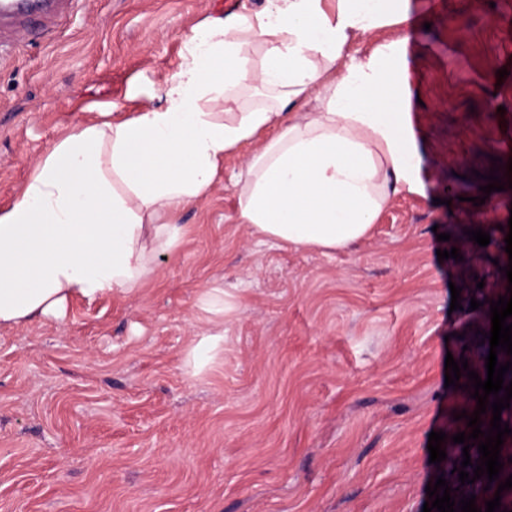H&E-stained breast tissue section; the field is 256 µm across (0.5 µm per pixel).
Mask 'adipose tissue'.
Wrapping results in <instances>:
<instances>
[{
  "instance_id": "obj_1",
  "label": "adipose tissue",
  "mask_w": 512,
  "mask_h": 512,
  "mask_svg": "<svg viewBox=\"0 0 512 512\" xmlns=\"http://www.w3.org/2000/svg\"><path fill=\"white\" fill-rule=\"evenodd\" d=\"M409 0H266L215 18L186 42L162 106L111 108L53 144L0 209V328L64 321L74 295L133 294L184 236L177 218L208 196L227 154L256 149L239 176L238 220L295 247L343 251L390 201L417 190L401 63ZM391 27L366 56L353 37ZM262 98H255V91ZM182 357L205 376L224 360V284L197 296Z\"/></svg>"
}]
</instances>
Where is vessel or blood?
Segmentation results:
<instances>
[{"mask_svg":"<svg viewBox=\"0 0 512 512\" xmlns=\"http://www.w3.org/2000/svg\"><path fill=\"white\" fill-rule=\"evenodd\" d=\"M72 0H0V54L27 34L32 22L56 24Z\"/></svg>","mask_w":512,"mask_h":512,"instance_id":"1","label":"vessel or blood"}]
</instances>
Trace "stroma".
I'll list each match as a JSON object with an SVG mask.
<instances>
[{"label":"stroma","mask_w":512,"mask_h":512,"mask_svg":"<svg viewBox=\"0 0 512 512\" xmlns=\"http://www.w3.org/2000/svg\"><path fill=\"white\" fill-rule=\"evenodd\" d=\"M264 3L79 0L57 29L20 40L0 61V208L98 107L160 105L193 27ZM409 5L418 192L349 251L299 250L238 224L253 148L226 156L147 288L77 295L65 323L0 330V512H423L440 476L477 507L497 496L512 512V488L454 475L451 437L477 402L445 384L449 356L486 377L489 303L512 284V189L472 203L512 159V0ZM478 228L488 246L469 240ZM451 248L459 259L438 260ZM215 280L235 309L223 363L198 379L181 357ZM434 431L446 434L438 465Z\"/></svg>","instance_id":"obj_1"}]
</instances>
